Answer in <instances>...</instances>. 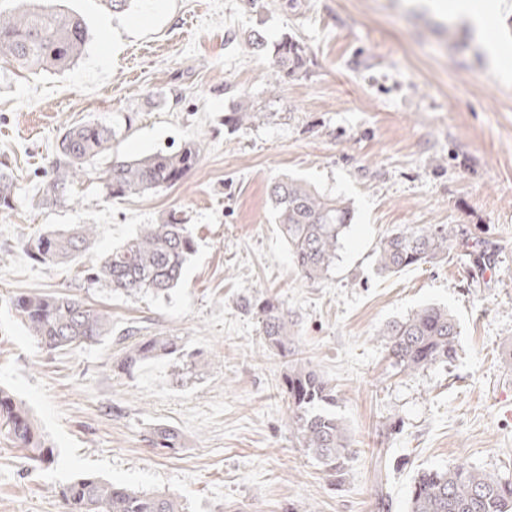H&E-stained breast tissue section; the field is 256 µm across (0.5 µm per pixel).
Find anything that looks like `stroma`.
<instances>
[{
  "label": "stroma",
  "mask_w": 512,
  "mask_h": 512,
  "mask_svg": "<svg viewBox=\"0 0 512 512\" xmlns=\"http://www.w3.org/2000/svg\"><path fill=\"white\" fill-rule=\"evenodd\" d=\"M64 0L86 21L84 55L62 72L0 63V168L16 185L0 215V387L24 401L54 449L31 466L0 439V512H64L60 491L88 473L179 495L186 512H408L426 469L468 465L512 479V72L470 20L435 0ZM269 42L308 48L305 72L270 87ZM258 114L224 124L240 94ZM117 127L120 156L201 142L177 187L112 199L96 172L67 199L38 205L64 127ZM293 177L349 202L353 222L326 278L302 279L271 215L270 179ZM176 213L197 250L170 298L88 284L99 256ZM96 227L94 248L44 266L30 232ZM452 225L433 262L394 275L375 250L407 225ZM63 292L107 312L112 334L49 352L29 335L16 294ZM288 308L299 356L336 392L353 455L330 477L288 425L284 360L270 355L257 308ZM453 311L458 356L408 374L381 331L426 305ZM180 337L185 355L125 373L126 331ZM183 446L152 448L148 424Z\"/></svg>",
  "instance_id": "35a3bbf8"
}]
</instances>
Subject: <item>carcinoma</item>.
Listing matches in <instances>:
<instances>
[{"label":"carcinoma","instance_id":"carcinoma-1","mask_svg":"<svg viewBox=\"0 0 512 512\" xmlns=\"http://www.w3.org/2000/svg\"><path fill=\"white\" fill-rule=\"evenodd\" d=\"M89 40L84 19L43 0H27L18 11L0 13V61L20 68L61 72L83 53ZM246 42L256 52L271 51L275 84L300 75L308 48L291 36L273 45L259 29ZM256 113L247 94H241L224 113V124L235 129L253 122ZM117 131L102 123L69 126L60 135L57 158L40 191L46 202L63 200L86 167L114 149ZM200 143L188 141L178 150L157 152L133 160L112 153L104 171L103 188L110 198L145 195L180 184L197 166ZM275 223L288 243L295 270L310 281L322 279L335 265L337 250L353 221L350 205L294 178H280L269 186ZM15 183L0 170V214L13 209ZM96 236L94 225L75 224L29 234L23 250L42 265L72 261L87 252ZM457 234L450 225H412L382 239L377 269L393 274L432 262L448 252ZM196 252L191 225L170 214L158 224L144 225L120 247L99 258L88 273L91 285L105 283L127 295H167L181 281ZM13 306L37 343L49 352L75 350L112 335V319L100 310L65 293H22ZM260 332L274 355L297 354L298 330L290 313L266 302L258 310ZM385 349L395 366L410 373L457 355L458 326L445 308L427 305L411 316L388 324L382 332ZM182 350L177 336H148L125 347L120 370L131 372L146 362ZM288 396V426L300 447L312 454L330 474L345 469L352 455L345 427L336 415V394L316 370L290 361L283 376ZM150 445L161 452L182 447L181 433L165 423L147 431ZM0 436L24 452L35 464L50 463L54 450L26 405L0 388ZM66 512H184L173 494L138 491L93 474H81L61 490ZM410 512H512V480L458 465L421 472L413 482Z\"/></svg>","mask_w":512,"mask_h":512}]
</instances>
